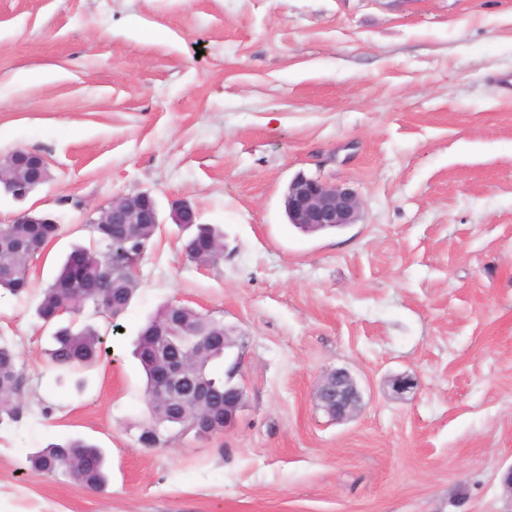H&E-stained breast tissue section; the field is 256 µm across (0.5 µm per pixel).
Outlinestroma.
Instances as JSON below:
<instances>
[{
  "mask_svg": "<svg viewBox=\"0 0 512 512\" xmlns=\"http://www.w3.org/2000/svg\"><path fill=\"white\" fill-rule=\"evenodd\" d=\"M509 76L512 0H0V160L51 173L0 224L61 226L0 297L29 408L0 427V512H512ZM302 174L353 187L357 223L289 224ZM138 192L162 224L126 312L83 314L108 352L79 391L35 309L87 214ZM178 203L223 230L219 263L186 259ZM169 302L233 331L245 408L151 449L133 351ZM335 368L363 391L344 422L315 403ZM72 436L105 448L106 491L28 469Z\"/></svg>",
  "mask_w": 512,
  "mask_h": 512,
  "instance_id": "stroma-1",
  "label": "stroma"
}]
</instances>
